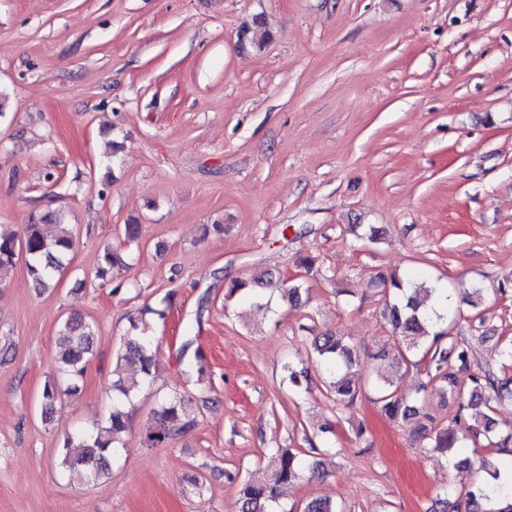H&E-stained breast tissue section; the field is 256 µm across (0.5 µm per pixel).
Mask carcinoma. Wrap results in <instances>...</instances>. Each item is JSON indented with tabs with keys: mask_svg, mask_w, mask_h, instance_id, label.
I'll list each match as a JSON object with an SVG mask.
<instances>
[{
	"mask_svg": "<svg viewBox=\"0 0 512 512\" xmlns=\"http://www.w3.org/2000/svg\"><path fill=\"white\" fill-rule=\"evenodd\" d=\"M53 231H47L48 227ZM74 248V237L64 216L58 211L33 213L22 232L0 231V284L8 278L20 257L26 254L28 273L34 287L47 289L68 264ZM127 265L126 254L119 247H106L101 255L95 278L102 283L111 281L112 271ZM273 288L291 305L299 304L302 284L288 283L262 271L249 285L232 280L224 284V299L235 296L250 302L259 310L267 307L261 302L263 290ZM439 290L435 281L427 276L392 277L389 287L383 289L386 301L384 317L392 328L394 343L376 347L371 358L380 363L397 364L398 373L392 377L377 374L372 382L373 403L390 420L406 424L418 423L415 436L433 453L454 459V466L470 465L469 458H456V449L471 438L484 437L494 447V457L481 459V475L472 487L455 495L462 500L465 512H512V485L498 482L497 455L509 452L512 432L497 431L493 417L496 406L505 399H512V383L505 381L490 368L475 366L469 339L455 332L457 320L449 314L429 315L432 301ZM164 315L161 310L147 308L140 315L129 317L130 328L123 336L112 374V412L104 422H96L64 440L61 466L82 467L91 476L99 478L109 471V456L122 445L127 429L128 412L124 405L130 401L139 381L124 377L126 367L136 368L141 379L153 374L156 366L157 346L148 334L143 316L148 313ZM93 326L80 315L66 319L56 338V357L61 372L69 378L67 388L54 379L44 384L41 393L42 411L52 414L64 395L79 391L94 349ZM307 359L315 364L326 379V391L333 395L336 404H352L361 392L362 380L355 369L353 347L337 334L316 336L306 350ZM425 364L426 381L422 389L432 386L443 397L459 401L455 424L426 427L422 420L434 419L429 412L427 395H417L409 400L399 390L401 374ZM309 368L288 363L284 366L283 379L288 387L299 393L307 384ZM195 426V417L187 413L184 399L172 397L162 400L153 413V422L143 440L146 448H160ZM318 461L292 449L279 448L274 457L273 470L264 481L239 482L240 512H343L329 497L313 498L303 505H287L281 501V490L301 482L306 473H315Z\"/></svg>",
	"mask_w": 512,
	"mask_h": 512,
	"instance_id": "1",
	"label": "carcinoma"
}]
</instances>
